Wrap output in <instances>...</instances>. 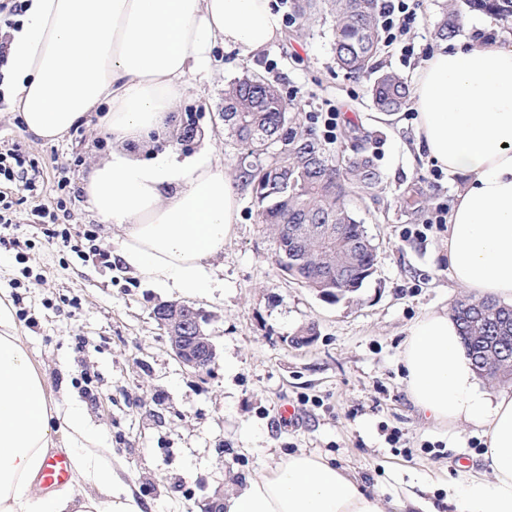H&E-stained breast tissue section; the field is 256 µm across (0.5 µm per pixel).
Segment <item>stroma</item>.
<instances>
[{
	"label": "stroma",
	"instance_id": "obj_1",
	"mask_svg": "<svg viewBox=\"0 0 512 512\" xmlns=\"http://www.w3.org/2000/svg\"><path fill=\"white\" fill-rule=\"evenodd\" d=\"M443 2L423 0L422 19L409 35L413 55L382 47L381 69L412 78L439 49L432 30ZM213 57L209 73L187 77L166 131L193 113L212 133L215 158L235 167L240 148L224 131V87L247 71L275 81L315 135L323 133L321 112L340 108L366 134L364 146L383 178L377 195L348 201L376 247L375 272L353 300H320L276 265L255 193L244 187L236 233L211 259L220 286L192 299L216 357L208 370L185 368L153 316L178 294L88 254L93 247L112 252L124 235L122 227L99 222L83 191L94 165L112 151L97 113L51 142L28 132L10 99H1L0 150L17 149L39 170L40 183L37 195L13 188L0 202L11 219L0 226V301L12 307L50 402L80 410L144 512H204L260 469L301 453L325 458L365 493L379 495L386 512H395L411 482L431 477L423 497L435 512H448V481H464L471 466L485 471L483 451L468 424L436 428L420 417L400 355L408 326L423 311L454 307L467 295L442 269L445 229L414 233L438 207L452 206L462 177H433L413 142V104L397 119L385 118L371 106L368 78L337 68L330 19L285 24L283 38L254 57L220 47ZM416 182L428 197L417 213L401 204L403 190ZM39 203L56 214L69 245L35 223L31 210ZM308 326L314 341L293 344ZM228 359L235 373H225ZM286 404L297 422H282Z\"/></svg>",
	"mask_w": 512,
	"mask_h": 512
}]
</instances>
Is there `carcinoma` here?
I'll use <instances>...</instances> for the list:
<instances>
[{
	"label": "carcinoma",
	"instance_id": "obj_1",
	"mask_svg": "<svg viewBox=\"0 0 512 512\" xmlns=\"http://www.w3.org/2000/svg\"><path fill=\"white\" fill-rule=\"evenodd\" d=\"M471 10L512 16V0H464ZM293 12L309 23L332 18V49L336 65L347 75L373 76L369 94L380 112L399 111L410 97L404 77L394 71L374 73L373 59L381 50L383 30L377 0H293ZM461 9L446 0L433 37L453 36ZM299 108L284 98L278 85L246 73L224 89V130L241 145L236 172L252 185L258 174L272 168L258 195L259 220L271 239L277 264L303 286L330 296L333 302L358 292L370 277L375 254L356 244L368 238L361 222L346 206L351 194L371 195L382 177L366 148L358 144V128L349 130L352 154L336 164L312 130L301 127ZM403 206L423 208L426 196L414 184L401 195ZM345 275L336 280V273ZM455 319L467 354L481 378L512 381V307L486 299L477 309H455Z\"/></svg>",
	"mask_w": 512,
	"mask_h": 512
}]
</instances>
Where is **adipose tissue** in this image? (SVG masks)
Returning <instances> with one entry per match:
<instances>
[{
    "label": "adipose tissue",
    "mask_w": 512,
    "mask_h": 512,
    "mask_svg": "<svg viewBox=\"0 0 512 512\" xmlns=\"http://www.w3.org/2000/svg\"><path fill=\"white\" fill-rule=\"evenodd\" d=\"M270 0H29L4 72L12 107L34 135L55 140L101 110L112 154L84 192L101 223L123 226L113 259L158 288L204 295L210 258L234 237L241 181L215 160L210 136L182 154L129 152L149 142L180 103L188 73L209 69L215 47L247 58L282 34ZM413 127L426 158L463 183L448 214L452 280L512 304V43L474 41L435 52L414 86ZM402 362L417 412L434 426L463 421L485 440L491 477L470 476L454 512H512V393L484 389L447 310L407 329ZM64 449L77 480L36 496L50 451ZM0 512H144L129 483L101 463L76 407L51 406L45 383L0 303ZM224 512H384L379 497L327 460L290 455L250 477Z\"/></svg>",
    "instance_id": "obj_1"
}]
</instances>
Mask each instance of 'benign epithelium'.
Returning a JSON list of instances; mask_svg holds the SVG:
<instances>
[{
  "mask_svg": "<svg viewBox=\"0 0 512 512\" xmlns=\"http://www.w3.org/2000/svg\"><path fill=\"white\" fill-rule=\"evenodd\" d=\"M201 132L193 117L181 120L177 144L189 147ZM154 318L169 332L173 356L182 365L197 371L207 369L215 359V348L201 324V311L187 303L159 306Z\"/></svg>",
  "mask_w": 512,
  "mask_h": 512,
  "instance_id": "benign-epithelium-1",
  "label": "benign epithelium"
}]
</instances>
